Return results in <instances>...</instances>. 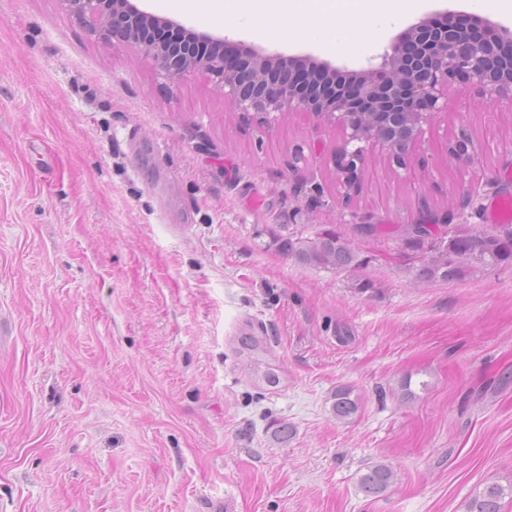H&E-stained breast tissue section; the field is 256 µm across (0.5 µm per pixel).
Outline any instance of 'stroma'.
I'll return each mask as SVG.
<instances>
[{
    "mask_svg": "<svg viewBox=\"0 0 512 512\" xmlns=\"http://www.w3.org/2000/svg\"><path fill=\"white\" fill-rule=\"evenodd\" d=\"M238 36L366 62L357 37ZM511 140L512 112L452 90L407 171L372 149L348 195L341 133L311 113L266 125L64 0H0V512H466L511 484L512 265L419 282L422 253L353 231L486 226ZM324 231L353 240L355 271L274 243ZM408 378L427 389L405 397ZM380 462L396 480L370 499L357 480ZM352 392L346 387H338L332 395V411L337 420L351 419L358 412L359 405Z\"/></svg>",
    "mask_w": 512,
    "mask_h": 512,
    "instance_id": "obj_1",
    "label": "stroma"
}]
</instances>
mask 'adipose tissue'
Segmentation results:
<instances>
[{
    "label": "adipose tissue",
    "instance_id": "ef3b65f1",
    "mask_svg": "<svg viewBox=\"0 0 512 512\" xmlns=\"http://www.w3.org/2000/svg\"><path fill=\"white\" fill-rule=\"evenodd\" d=\"M425 0H194L195 13L211 17L224 6L225 22L281 40L307 39L327 51L342 48L352 31L372 40L416 12Z\"/></svg>",
    "mask_w": 512,
    "mask_h": 512
}]
</instances>
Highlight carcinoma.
Masks as SVG:
<instances>
[{
  "label": "carcinoma",
  "mask_w": 512,
  "mask_h": 512,
  "mask_svg": "<svg viewBox=\"0 0 512 512\" xmlns=\"http://www.w3.org/2000/svg\"><path fill=\"white\" fill-rule=\"evenodd\" d=\"M355 231L361 235L397 237L407 235L402 242L413 251L429 249L422 265L414 270L413 277L422 282L455 280L469 274L475 263L486 265L512 264V224H494L492 230L478 229L471 234L453 233L439 241L432 240L428 227L412 224L406 229L393 224L383 230L376 224L358 225ZM280 248L302 267H315L347 271L358 267L359 260L353 243L335 232L319 233L315 238L280 240ZM357 399L351 391L339 387L332 395V411L336 419L345 421L358 412ZM395 482L392 468L385 463L368 467L359 478V489L367 497L384 495ZM512 496V484L504 487L493 484L474 497L467 512H501V501Z\"/></svg>",
  "instance_id": "obj_1"
}]
</instances>
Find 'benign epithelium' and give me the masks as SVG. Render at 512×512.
I'll use <instances>...</instances> for the list:
<instances>
[{
  "label": "benign epithelium",
  "instance_id": "1",
  "mask_svg": "<svg viewBox=\"0 0 512 512\" xmlns=\"http://www.w3.org/2000/svg\"><path fill=\"white\" fill-rule=\"evenodd\" d=\"M71 12L105 40L115 27L123 40L139 46L143 56L173 84L191 71L210 75L224 99L237 112H256L274 122L286 112H314L323 123L341 131L335 154L336 178L345 193L359 190L370 148L379 147L390 162L407 169V159L442 110L448 88L463 81L481 88L494 108L512 112V57L498 51L512 45V26L470 14L473 27L453 23L460 12L453 4L427 14L392 37L381 53L360 70H345L358 98L326 86L338 67L311 54L285 55L255 47L228 35L215 37L184 24L148 13L133 0H65ZM234 46L241 64L201 50L213 39ZM300 64L307 82L324 90L314 98L285 79L283 70ZM464 168L471 165L472 145L460 134L450 147Z\"/></svg>",
  "mask_w": 512,
  "mask_h": 512
}]
</instances>
